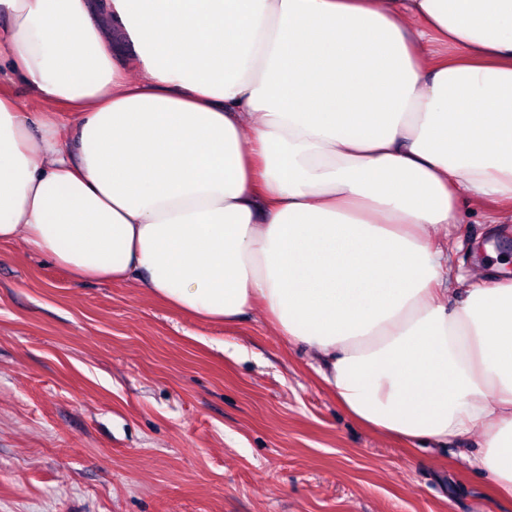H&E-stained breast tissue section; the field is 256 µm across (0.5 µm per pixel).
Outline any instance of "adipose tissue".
Segmentation results:
<instances>
[{"label": "adipose tissue", "mask_w": 512, "mask_h": 512, "mask_svg": "<svg viewBox=\"0 0 512 512\" xmlns=\"http://www.w3.org/2000/svg\"><path fill=\"white\" fill-rule=\"evenodd\" d=\"M0 243L201 320L254 308L343 409L512 499V278L425 237L512 210V0H0ZM10 91L17 98L28 102L30 111L35 112L34 116L38 122L70 126L74 121V117L65 109H57L54 112L42 110L41 106L32 98L29 89L22 82L14 81L10 86Z\"/></svg>", "instance_id": "ef3b65f1"}]
</instances>
